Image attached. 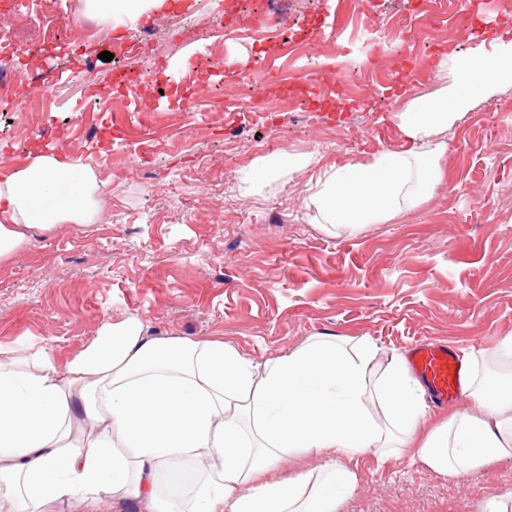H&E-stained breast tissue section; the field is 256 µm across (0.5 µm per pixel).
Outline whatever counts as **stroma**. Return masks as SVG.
<instances>
[{
    "mask_svg": "<svg viewBox=\"0 0 512 512\" xmlns=\"http://www.w3.org/2000/svg\"><path fill=\"white\" fill-rule=\"evenodd\" d=\"M420 28L413 0H375L350 16L341 0H163L134 21L112 20L91 0L6 7L0 34L43 42L48 22L80 31L77 48L12 78L0 99V152L20 168L36 150L105 182L93 223L33 235L0 264V346L70 358L103 325L135 316L153 338L221 339L256 366L313 336L370 343L377 380L415 343L455 346L468 379L512 375L491 362L512 337V86L474 93L438 136L443 180L409 211L358 232L315 221L308 197L325 172L401 147L393 115L454 83L442 53L480 55L486 32L512 30V9L478 0L472 29L456 28L454 0H430ZM283 15L262 34L236 30L249 13ZM150 41L171 83L144 105L120 70L144 67L132 44ZM110 52L103 61L101 52ZM263 68L266 111H247L249 74ZM358 69L357 86H340ZM52 86L44 113L32 87ZM112 128L85 136L76 114ZM25 119H18V112ZM148 161H141V154ZM311 164L254 186L266 158ZM338 512H482L512 490V459L467 482L409 457H363Z\"/></svg>",
    "mask_w": 512,
    "mask_h": 512,
    "instance_id": "1",
    "label": "stroma"
}]
</instances>
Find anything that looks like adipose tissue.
Listing matches in <instances>:
<instances>
[{
  "label": "adipose tissue",
  "mask_w": 512,
  "mask_h": 512,
  "mask_svg": "<svg viewBox=\"0 0 512 512\" xmlns=\"http://www.w3.org/2000/svg\"><path fill=\"white\" fill-rule=\"evenodd\" d=\"M452 88L395 113L400 151H382L319 180V223L354 230L414 207L443 172L428 146L465 112L475 91L512 83V33L480 57L455 61ZM105 186L68 161L33 154L0 175V263L34 231L89 224ZM368 349L311 339L257 367L216 339L144 336L127 318L104 325L80 355L0 347V501L11 512H97L132 499L142 512H337L357 482L351 461L399 455L462 480L512 459V392L462 388L461 406L430 409L426 388L393 357L377 386L395 425L364 411ZM346 458L291 480L276 463L291 451ZM205 461L192 482L168 488L177 461Z\"/></svg>",
  "instance_id": "ef3b65f1"
}]
</instances>
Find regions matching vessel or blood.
<instances>
[{"label": "vessel or blood", "mask_w": 512, "mask_h": 512, "mask_svg": "<svg viewBox=\"0 0 512 512\" xmlns=\"http://www.w3.org/2000/svg\"><path fill=\"white\" fill-rule=\"evenodd\" d=\"M410 365L439 401L455 400L461 392L467 369L456 351L445 345L423 343L408 352Z\"/></svg>", "instance_id": "obj_1"}]
</instances>
